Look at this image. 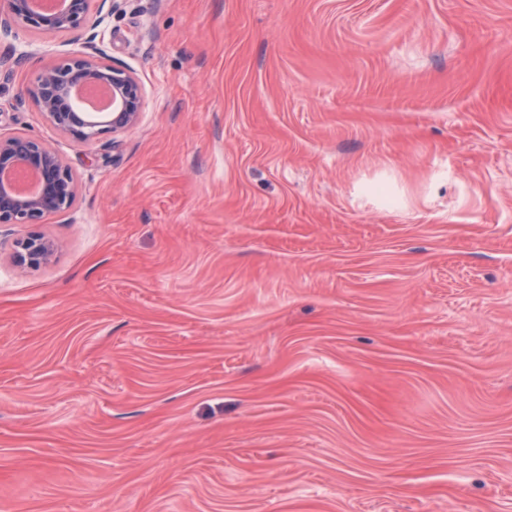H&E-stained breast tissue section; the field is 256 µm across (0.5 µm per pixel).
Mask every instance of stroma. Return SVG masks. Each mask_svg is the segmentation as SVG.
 I'll return each mask as SVG.
<instances>
[{"label": "stroma", "instance_id": "obj_1", "mask_svg": "<svg viewBox=\"0 0 512 512\" xmlns=\"http://www.w3.org/2000/svg\"><path fill=\"white\" fill-rule=\"evenodd\" d=\"M97 45L83 144L29 88ZM0 134L79 184L0 224V512H512V0H122L0 35ZM104 55L97 47L92 54L74 53L44 67L34 79L36 103L46 121L81 143L95 141L107 132L131 130L141 120L144 104L141 84L128 70L102 61ZM89 83H105L112 89ZM78 88L73 93L77 109L71 92ZM86 112H91L93 118H106L112 113L105 121H91ZM55 253L54 244L38 234H31L16 243L14 263L25 270L45 266L52 261Z\"/></svg>", "mask_w": 512, "mask_h": 512}]
</instances>
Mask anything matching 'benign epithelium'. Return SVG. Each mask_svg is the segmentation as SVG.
Wrapping results in <instances>:
<instances>
[{"label": "benign epithelium", "instance_id": "1", "mask_svg": "<svg viewBox=\"0 0 512 512\" xmlns=\"http://www.w3.org/2000/svg\"><path fill=\"white\" fill-rule=\"evenodd\" d=\"M60 10H38L32 0H0V32L41 31L69 33L86 26L98 27L104 17L91 16L92 0H61ZM104 51L77 52L41 69L34 79L37 106L56 130L81 143L100 135L135 128L142 116L144 93L128 70L102 61ZM89 83H105L112 88L114 109L105 121H92L77 109L71 92ZM23 169L37 173L41 188L32 196L18 195L10 184L0 180V224H43L54 214L72 209L78 184L70 167L46 142L28 136L0 135V174ZM54 244L38 234L16 243L14 263L25 270L52 261Z\"/></svg>", "mask_w": 512, "mask_h": 512}]
</instances>
